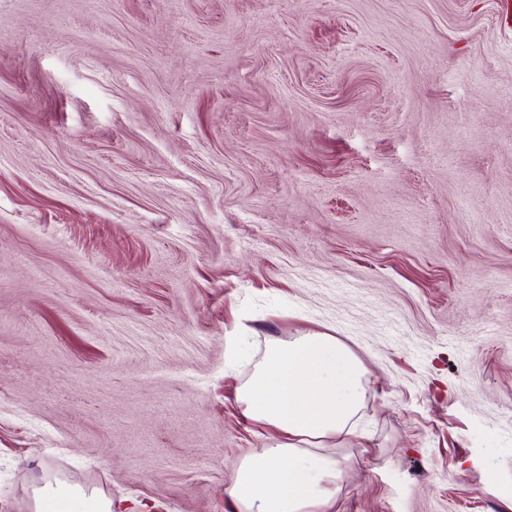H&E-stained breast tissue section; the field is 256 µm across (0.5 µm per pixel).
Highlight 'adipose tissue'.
I'll list each match as a JSON object with an SVG mask.
<instances>
[{
    "label": "adipose tissue",
    "mask_w": 512,
    "mask_h": 512,
    "mask_svg": "<svg viewBox=\"0 0 512 512\" xmlns=\"http://www.w3.org/2000/svg\"><path fill=\"white\" fill-rule=\"evenodd\" d=\"M366 369L336 337L309 331L270 339L239 388L244 416L278 436L273 448L245 458L228 490L238 512H333L343 470L330 454L354 433ZM112 512V500L52 484L34 492L35 512Z\"/></svg>",
    "instance_id": "adipose-tissue-1"
}]
</instances>
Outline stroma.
Here are the masks:
<instances>
[{
    "instance_id": "1",
    "label": "stroma",
    "mask_w": 512,
    "mask_h": 512,
    "mask_svg": "<svg viewBox=\"0 0 512 512\" xmlns=\"http://www.w3.org/2000/svg\"><path fill=\"white\" fill-rule=\"evenodd\" d=\"M311 330L367 370L336 512H512L497 0H0V512H233ZM82 503L85 512H112V500L104 495H93L86 498L85 494L64 487H53L51 483L45 484L42 488L34 491L35 512H73L75 503ZM51 503L55 508H47L46 504Z\"/></svg>"
}]
</instances>
